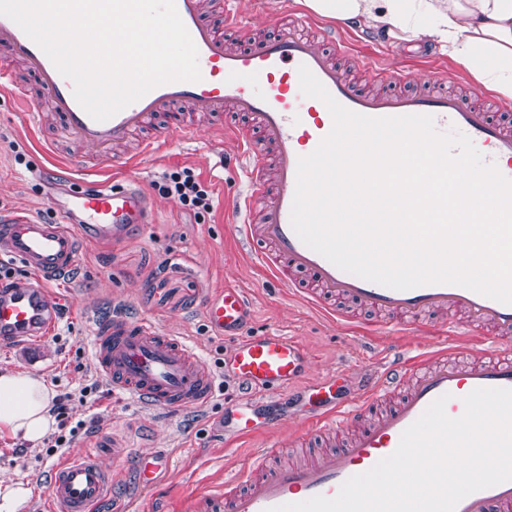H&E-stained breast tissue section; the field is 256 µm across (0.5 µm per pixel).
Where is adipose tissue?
<instances>
[{
    "label": "adipose tissue",
    "instance_id": "ef3b65f1",
    "mask_svg": "<svg viewBox=\"0 0 512 512\" xmlns=\"http://www.w3.org/2000/svg\"><path fill=\"white\" fill-rule=\"evenodd\" d=\"M310 13L389 38L432 43L479 83L512 97V0H297ZM53 386L0 372V432L39 443L55 423Z\"/></svg>",
    "mask_w": 512,
    "mask_h": 512
}]
</instances>
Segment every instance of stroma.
Returning <instances> with one entry per match:
<instances>
[{
    "label": "stroma",
    "instance_id": "35a3bbf8",
    "mask_svg": "<svg viewBox=\"0 0 512 512\" xmlns=\"http://www.w3.org/2000/svg\"><path fill=\"white\" fill-rule=\"evenodd\" d=\"M349 39L365 53L383 58L390 70L403 72L405 86L418 89L441 67L458 62L438 47L412 42H370L366 33L350 30ZM237 143H212L207 129L194 136L177 137L160 153L140 159L132 169L143 186H151L165 172L190 168L212 193L213 209L196 217L165 196L157 198L151 224L129 238L112 244L86 242L73 275L61 280L72 300L38 345H0V371H30L43 375L57 394L68 396L66 429L72 430V448L98 449L103 466L116 482H128L125 460L100 447L102 436H115L129 454L147 444L167 449L172 470L141 499L143 512H185L193 496L219 493L224 480L234 474L265 435L224 445V402L240 397L238 386L220 382L216 398L193 412L165 416L143 410L111 385L101 383L100 401L83 395L97 366L91 349L94 320L113 312L151 318L164 332L183 338L203 353L211 369H219L227 346L203 317L205 299L233 285L249 297L254 317L252 331L278 332L301 341L313 360L314 375L328 370L351 377L374 373L391 339L361 335L340 321H330L288 293L267 283L257 260L249 258L233 228L224 224L226 192L244 193L248 178L236 163ZM75 164L74 176L85 183L121 184L120 171H102L84 163V152L68 143L60 132L41 137L24 108L0 98V210L18 209L51 218L52 187L40 176L48 159ZM60 448L30 445L9 434H0V482L23 485L31 495L23 512H49L45 475L63 456Z\"/></svg>",
    "mask_w": 512,
    "mask_h": 512
}]
</instances>
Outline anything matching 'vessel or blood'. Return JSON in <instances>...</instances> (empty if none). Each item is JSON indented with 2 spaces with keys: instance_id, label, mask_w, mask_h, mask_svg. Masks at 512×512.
<instances>
[{
  "instance_id": "b4317fda",
  "label": "vessel or blood",
  "mask_w": 512,
  "mask_h": 512,
  "mask_svg": "<svg viewBox=\"0 0 512 512\" xmlns=\"http://www.w3.org/2000/svg\"><path fill=\"white\" fill-rule=\"evenodd\" d=\"M176 10L198 51L201 79L171 82L149 91L113 117L97 121L78 104L72 82L11 19L0 16V96L28 106L37 130L61 122L67 136L101 168L124 170L140 156L162 151L177 136L191 135L195 114L210 136L239 144L250 168L248 191L229 199L227 213L263 268L269 284L285 290L329 318L344 319L337 300L356 303L382 317V330L397 335L427 327L436 345L423 357L390 350L362 394L346 400L338 373L311 378L312 360L301 342L269 332L253 333L245 293L224 287L210 295L203 313L211 330L230 342L225 378L249 397L225 403L232 437L267 433L236 481L221 494L196 501L193 512H269L270 508L335 497L341 485L393 454L401 435L440 396L448 416L460 417L463 399L480 387L512 388V305L452 284L396 290L345 272L308 247L290 216L300 157L312 153L332 129L327 106L300 89L299 66H307L340 104L370 117L430 115L439 131L467 135L486 162L512 179V104L495 96L469 100L464 75L444 70L435 87L402 88L398 73L360 52L345 34L295 13H275L287 23L271 39L253 36L224 0H175ZM219 10L223 28L204 21ZM351 58L372 73L382 91L361 90L338 66L335 55ZM37 78L29 91L14 78L15 66ZM47 101L50 112L39 103ZM247 124H237V116ZM153 198L135 176L125 184L103 181L71 189L54 199L50 219L13 214L0 217V255L20 261L29 280L0 284V342L43 340L55 324L66 294L55 282L75 270L81 242L115 243L145 224ZM486 330L499 343L493 354H477L469 328ZM94 358L113 392L150 410L191 412L216 392V376L196 348L163 332L145 317H113L92 338ZM301 390L302 430L274 435L271 420L258 415L270 396ZM170 466L169 453L151 448L130 459L139 490L153 487ZM50 512H93L115 488L112 473L84 450L67 456L47 473ZM455 512H512V480L464 497Z\"/></svg>"
}]
</instances>
